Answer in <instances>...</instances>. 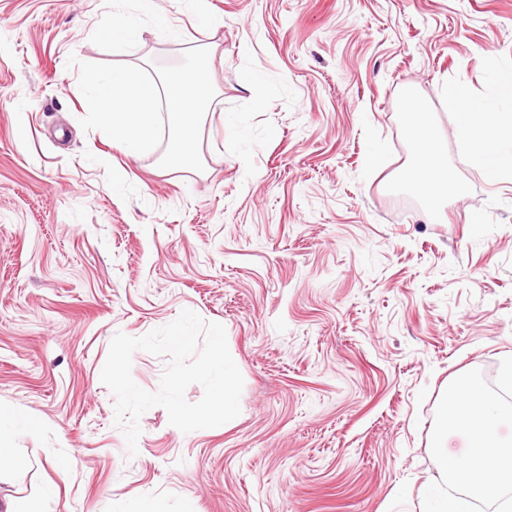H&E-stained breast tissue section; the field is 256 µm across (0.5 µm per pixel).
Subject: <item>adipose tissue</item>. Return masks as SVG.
<instances>
[{
  "instance_id": "adipose-tissue-1",
  "label": "adipose tissue",
  "mask_w": 512,
  "mask_h": 512,
  "mask_svg": "<svg viewBox=\"0 0 512 512\" xmlns=\"http://www.w3.org/2000/svg\"><path fill=\"white\" fill-rule=\"evenodd\" d=\"M135 10L113 12L108 38L114 49L134 45L143 17L152 16L153 0H134ZM512 100V71L500 76L491 96L468 104L463 112L461 134L476 161L486 166L493 179L512 182V109L501 100ZM404 122L414 141L417 157L407 177L410 186L433 208H441L457 187L448 173L447 153L430 115L413 92L404 96Z\"/></svg>"
}]
</instances>
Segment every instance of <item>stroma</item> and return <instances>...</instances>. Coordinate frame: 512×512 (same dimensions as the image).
<instances>
[{"mask_svg": "<svg viewBox=\"0 0 512 512\" xmlns=\"http://www.w3.org/2000/svg\"><path fill=\"white\" fill-rule=\"evenodd\" d=\"M117 51L110 0H0V512H420L436 405L512 356V182L460 135L512 69V0H155ZM208 48L204 171L126 155L69 56L154 71ZM260 74L262 96L247 88ZM413 89L460 191L403 177ZM481 223H472L473 215ZM226 329L241 412L182 433L155 406L128 457L100 379L116 333L182 310ZM37 426L32 418H25L15 413L0 410V471L15 468L19 459L14 448L3 445L8 435L16 429H31Z\"/></svg>", "mask_w": 512, "mask_h": 512, "instance_id": "35a3bbf8", "label": "stroma"}]
</instances>
